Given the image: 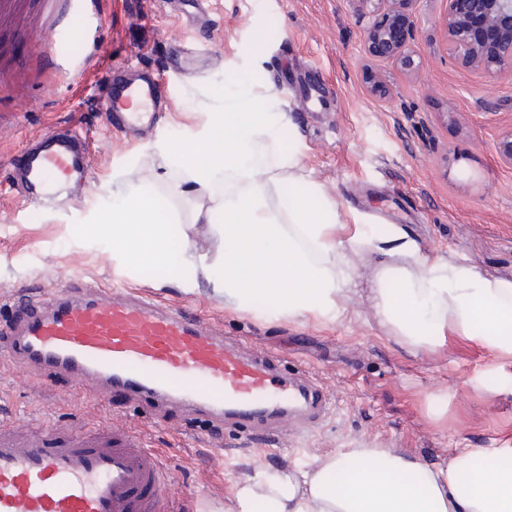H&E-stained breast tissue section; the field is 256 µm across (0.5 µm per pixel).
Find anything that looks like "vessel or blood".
Here are the masks:
<instances>
[{"instance_id": "1", "label": "vessel or blood", "mask_w": 512, "mask_h": 512, "mask_svg": "<svg viewBox=\"0 0 512 512\" xmlns=\"http://www.w3.org/2000/svg\"><path fill=\"white\" fill-rule=\"evenodd\" d=\"M100 0H47L49 26L30 40L46 69L69 75L102 55ZM78 40L81 52L66 45ZM164 98L151 74L112 81L102 96L112 117L132 130ZM11 167L26 188L52 196L64 180L83 183L87 169L80 138L65 131L42 136L16 152ZM12 311L0 325V348L35 371L73 374L80 388L107 394L177 396L223 412L239 427L265 415L288 417L297 432L315 429L329 399L303 368L282 369L225 340L196 314L151 298L87 286H65L46 297L8 295ZM0 512H172L168 470L127 426L100 424L93 433L45 428L23 434L0 419Z\"/></svg>"}]
</instances>
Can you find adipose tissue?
I'll use <instances>...</instances> for the list:
<instances>
[{
    "instance_id": "ef3b65f1",
    "label": "adipose tissue",
    "mask_w": 512,
    "mask_h": 512,
    "mask_svg": "<svg viewBox=\"0 0 512 512\" xmlns=\"http://www.w3.org/2000/svg\"><path fill=\"white\" fill-rule=\"evenodd\" d=\"M285 125L283 114L243 111L225 93L198 132L164 148L182 180L162 195L132 188L92 232L110 229L113 258L134 270L171 268L182 288L206 274L235 311L260 301L277 317L335 321L351 294L349 253L363 241L337 236V207L321 185L304 184L300 154L274 170L256 162L257 144L276 141ZM283 182L289 190L271 198ZM188 192L193 222L219 241L214 255L193 252L189 226L169 205ZM388 242L409 263L379 267L372 301L398 343L431 350L452 332L512 354V283L429 260L398 230ZM225 512H512V450L471 448L432 465L392 448H343L307 468L240 479Z\"/></svg>"
}]
</instances>
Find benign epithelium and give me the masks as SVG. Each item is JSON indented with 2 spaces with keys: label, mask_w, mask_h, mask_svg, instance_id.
I'll return each mask as SVG.
<instances>
[{
  "label": "benign epithelium",
  "mask_w": 512,
  "mask_h": 512,
  "mask_svg": "<svg viewBox=\"0 0 512 512\" xmlns=\"http://www.w3.org/2000/svg\"><path fill=\"white\" fill-rule=\"evenodd\" d=\"M371 17L364 30L370 59H389L401 69L417 68L410 49L414 6L419 0H356ZM448 51L461 65L490 75L512 74V0H448L441 18Z\"/></svg>",
  "instance_id": "7a95c632"
}]
</instances>
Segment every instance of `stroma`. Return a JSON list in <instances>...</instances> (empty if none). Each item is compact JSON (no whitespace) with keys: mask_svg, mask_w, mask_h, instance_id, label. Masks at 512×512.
<instances>
[{"mask_svg":"<svg viewBox=\"0 0 512 512\" xmlns=\"http://www.w3.org/2000/svg\"><path fill=\"white\" fill-rule=\"evenodd\" d=\"M447 0H418L411 42L419 68L367 60L365 22L355 0H208L203 16L167 0H104L107 53L94 67L48 92L32 52L35 12L0 13V294H47L63 282L123 287L178 305L222 326L225 336L301 365L324 387L330 407L310 434L261 444L212 427L205 415L123 391L81 394L73 379L35 374L0 353V416L83 430L118 421L157 448L173 477L176 512H224L237 481L267 463L309 462L340 448H393L429 463L464 448H512V354L446 334L413 352L382 327L371 307L382 262L399 255L363 250L353 302L333 322H301L224 306L205 275L191 290L163 271L129 273L108 237L91 233L95 216L136 184L165 191L178 173L161 145L199 129L217 96L240 84L251 96L273 92L271 111L289 128L259 162L303 155L304 172L341 211L342 239L386 238L400 227L422 256L475 266L512 282V164L497 152L512 130V75L462 67L439 24ZM151 71L166 104L143 135L88 111L98 76L113 67ZM387 89L370 91L371 78ZM75 131L87 140L90 187L70 184L46 200L13 188L11 155L41 135Z\"/></svg>","mask_w":512,"mask_h":512,"instance_id":"1","label":"stroma"}]
</instances>
